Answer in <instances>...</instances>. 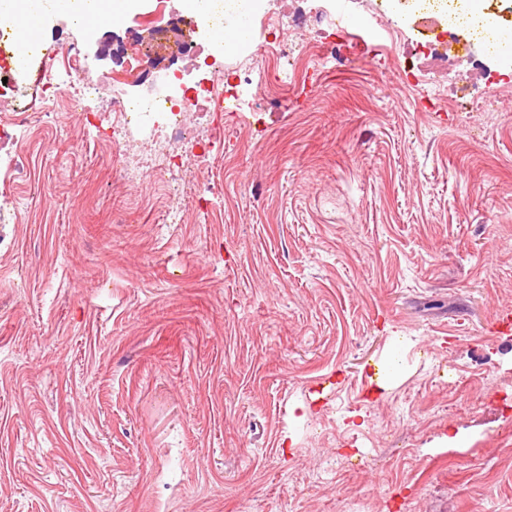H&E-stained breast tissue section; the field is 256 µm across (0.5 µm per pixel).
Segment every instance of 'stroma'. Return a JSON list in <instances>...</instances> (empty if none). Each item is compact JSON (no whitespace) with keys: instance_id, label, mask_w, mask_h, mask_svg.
<instances>
[{"instance_id":"35a3bbf8","label":"stroma","mask_w":512,"mask_h":512,"mask_svg":"<svg viewBox=\"0 0 512 512\" xmlns=\"http://www.w3.org/2000/svg\"><path fill=\"white\" fill-rule=\"evenodd\" d=\"M376 11L333 59L325 25L289 34L297 77L224 113L181 223L117 175L108 97L28 134L0 187V512H512V62L472 44L500 106L460 111L465 67L421 77L429 32ZM141 33L58 13L41 39ZM376 363L408 375L369 402Z\"/></svg>"}]
</instances>
